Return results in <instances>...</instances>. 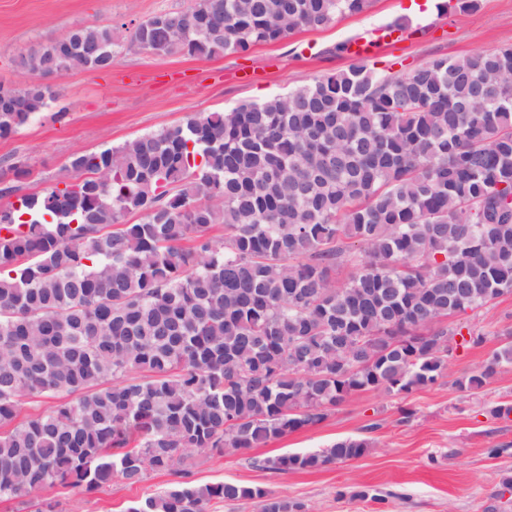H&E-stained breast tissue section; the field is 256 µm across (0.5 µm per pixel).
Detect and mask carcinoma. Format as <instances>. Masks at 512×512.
Wrapping results in <instances>:
<instances>
[{
	"instance_id": "obj_1",
	"label": "carcinoma",
	"mask_w": 512,
	"mask_h": 512,
	"mask_svg": "<svg viewBox=\"0 0 512 512\" xmlns=\"http://www.w3.org/2000/svg\"><path fill=\"white\" fill-rule=\"evenodd\" d=\"M372 0H195L147 20L161 55L216 57L361 13ZM194 16L207 17L185 34ZM143 27L69 33L92 69ZM60 77L53 41L18 60ZM0 139L56 97L0 84ZM21 162L0 172L29 178ZM224 233L213 235L217 226ZM351 268L341 281L339 271ZM512 294V49L395 76L361 65L261 103L77 152L57 184L0 209V499L93 492L151 473L127 512L213 500L308 512L260 487L186 479V454L260 448L355 394L406 397L448 370V318ZM512 340L468 377L481 389ZM75 399H70V396ZM61 397L45 413L28 400ZM366 438L262 460L278 472L365 456Z\"/></svg>"
}]
</instances>
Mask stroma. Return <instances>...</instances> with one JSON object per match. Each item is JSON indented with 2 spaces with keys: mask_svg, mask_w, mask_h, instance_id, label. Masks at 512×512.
<instances>
[{
  "mask_svg": "<svg viewBox=\"0 0 512 512\" xmlns=\"http://www.w3.org/2000/svg\"><path fill=\"white\" fill-rule=\"evenodd\" d=\"M194 0H0V81H31L14 61L35 45L57 40L88 24H137L158 13L184 10ZM408 25L402 40L386 43L366 58L368 68L395 75L440 56L494 52L512 47V0H479L470 14L436 9L428 0H374L362 13L295 32L250 50L206 58L157 56L124 47L107 72L81 69L56 78L55 100L19 133L0 139V161L23 162L30 177L10 202L54 183L68 158L81 151L117 146L139 135L182 124L197 112L262 102L343 71L353 58L340 43L395 22ZM458 322L482 334L481 344L455 351L448 375L408 397L368 391L353 396L322 422L254 448L219 456L193 452L188 469L198 485L233 482L260 487L275 497L304 502L310 512H512V494L500 496L501 480L512 475V418L491 416L498 403H512V366L474 395L459 392L452 379L479 369L512 329V295L459 314ZM414 418L401 422L400 411ZM368 437L362 458L316 470L278 473L261 460L304 453L348 437ZM495 446L508 454L488 457ZM170 478L150 475L127 486L86 493L57 487L50 495L62 512H127L135 502L162 491Z\"/></svg>",
  "mask_w": 512,
  "mask_h": 512,
  "instance_id": "stroma-1",
  "label": "stroma"
}]
</instances>
